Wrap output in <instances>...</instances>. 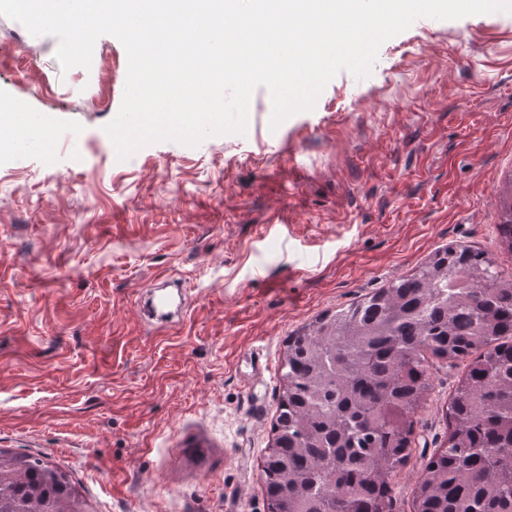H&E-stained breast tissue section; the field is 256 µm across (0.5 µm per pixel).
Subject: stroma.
Listing matches in <instances>:
<instances>
[{"mask_svg":"<svg viewBox=\"0 0 512 512\" xmlns=\"http://www.w3.org/2000/svg\"><path fill=\"white\" fill-rule=\"evenodd\" d=\"M59 41L0 16V450L68 471L90 512H268L260 464L289 334L467 246L512 277L496 230L512 185V13L417 19L368 77L343 71L313 110L245 134L116 157L105 131L127 54L110 35L61 72ZM160 274L186 290L166 329L139 306ZM268 367L252 374L250 355ZM393 512H414L448 436L464 362L428 357Z\"/></svg>","mask_w":512,"mask_h":512,"instance_id":"35a3bbf8","label":"stroma"}]
</instances>
